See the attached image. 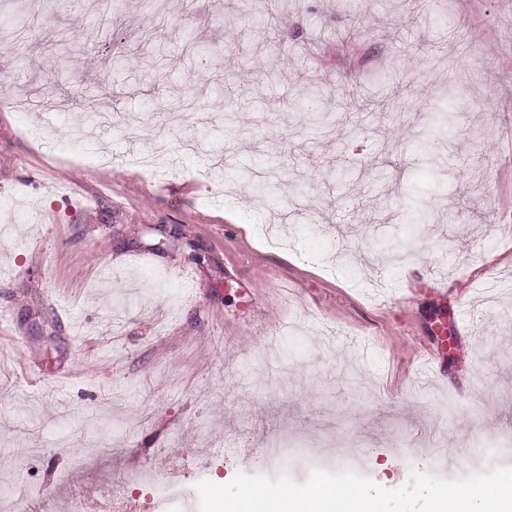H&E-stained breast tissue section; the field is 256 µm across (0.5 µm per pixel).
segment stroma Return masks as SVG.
Wrapping results in <instances>:
<instances>
[{"label":"stroma","instance_id":"35a3bbf8","mask_svg":"<svg viewBox=\"0 0 512 512\" xmlns=\"http://www.w3.org/2000/svg\"><path fill=\"white\" fill-rule=\"evenodd\" d=\"M370 2L354 25L340 0L274 19L272 0H165L157 50L140 0L105 36L98 0L47 2L0 48L18 75L0 84V512L19 493L33 512H198L196 483L239 473L395 489L512 467V0ZM429 47L470 98L440 167L410 150L445 81ZM91 110L110 128L50 155ZM159 138L181 166L148 181L126 158ZM271 156L294 186L263 202ZM414 202L425 235L376 251ZM148 470L183 489L124 480Z\"/></svg>","mask_w":512,"mask_h":512}]
</instances>
